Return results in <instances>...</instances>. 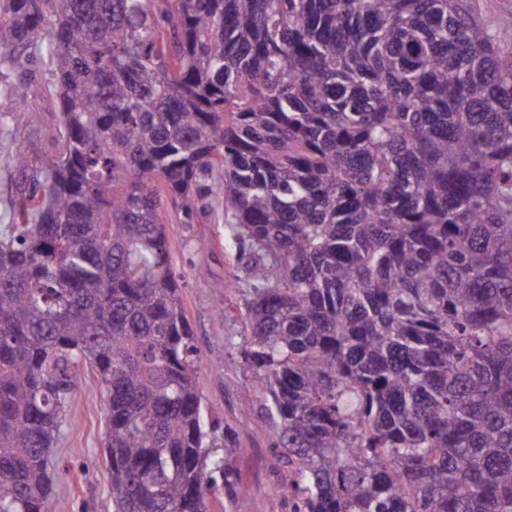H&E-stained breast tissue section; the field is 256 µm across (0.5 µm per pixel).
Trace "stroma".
I'll return each instance as SVG.
<instances>
[{
	"label": "stroma",
	"mask_w": 512,
	"mask_h": 512,
	"mask_svg": "<svg viewBox=\"0 0 512 512\" xmlns=\"http://www.w3.org/2000/svg\"><path fill=\"white\" fill-rule=\"evenodd\" d=\"M30 110L18 128L0 130V200L12 191L6 162L17 142L34 147L39 158L55 151L58 133L56 90L42 62L32 65ZM172 243L173 262L183 276V304L201 349L196 381L218 435H232L239 452L232 464L248 493L247 512H290L281 487L288 469L274 446V428L262 402L253 391L256 373L246 363L244 324L237 287L245 277L243 262L224 245V226L205 215L184 217L173 211L162 215ZM207 240L208 249L198 247ZM224 295L227 311L217 316V295ZM101 401L92 398L87 384H80L66 412L62 436L54 449L57 460L55 493L48 512H112L107 476L100 465L104 446Z\"/></svg>",
	"instance_id": "1"
}]
</instances>
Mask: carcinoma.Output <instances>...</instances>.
<instances>
[{
  "mask_svg": "<svg viewBox=\"0 0 512 512\" xmlns=\"http://www.w3.org/2000/svg\"><path fill=\"white\" fill-rule=\"evenodd\" d=\"M0 512H48L82 370L112 512L246 490L160 211L223 202L292 512H512V29L469 0H0ZM31 68L35 74L30 89V112L22 114L18 128L11 126L10 129H14L9 132L0 130L1 212L3 200L12 191L6 171V161L13 153L18 140L30 143L40 159L46 158L55 151V136H57L59 124L58 112H56V90L40 59H35Z\"/></svg>",
  "mask_w": 512,
  "mask_h": 512,
  "instance_id": "cac0c4a2",
  "label": "carcinoma"
}]
</instances>
